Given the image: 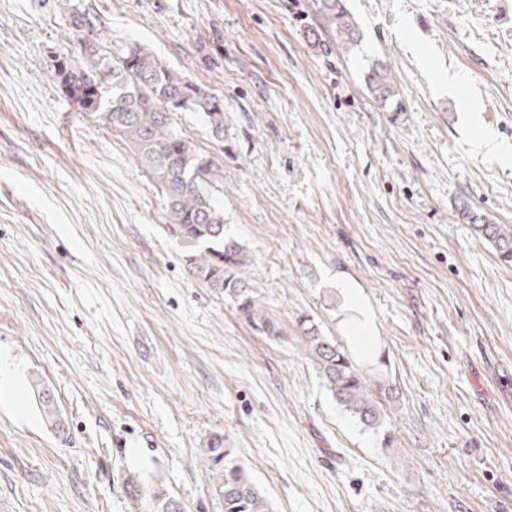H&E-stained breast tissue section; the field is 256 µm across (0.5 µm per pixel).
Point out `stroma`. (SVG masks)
Returning a JSON list of instances; mask_svg holds the SVG:
<instances>
[{
	"mask_svg": "<svg viewBox=\"0 0 512 512\" xmlns=\"http://www.w3.org/2000/svg\"><path fill=\"white\" fill-rule=\"evenodd\" d=\"M77 2L223 97V147L177 126L284 334L193 278L129 144L61 94L56 0H0V512H142L131 477L223 512L217 432L272 512H512V263L470 226L512 225V0H346L347 54L315 0ZM379 58L400 111L366 88ZM301 314L394 386L382 432L329 396ZM31 382L35 400L42 409L44 419L53 427L56 433L64 434L66 427L65 420L58 413L54 397L49 388H47L39 378H34Z\"/></svg>",
	"mask_w": 512,
	"mask_h": 512,
	"instance_id": "stroma-1",
	"label": "stroma"
}]
</instances>
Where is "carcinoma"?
Wrapping results in <instances>:
<instances>
[{"instance_id": "cac0c4a2", "label": "carcinoma", "mask_w": 512, "mask_h": 512, "mask_svg": "<svg viewBox=\"0 0 512 512\" xmlns=\"http://www.w3.org/2000/svg\"><path fill=\"white\" fill-rule=\"evenodd\" d=\"M61 2L76 41L86 43L76 59H52L53 79L62 94L133 148L165 197L169 232L179 240L182 259L194 278L224 297L256 333L283 335L280 322L254 288L255 260L224 230V210L214 197L216 187L224 182L223 168L215 156L198 152L174 121L182 112L199 116L210 139L222 146L224 99L163 64L145 45L102 37L95 15L72 0ZM315 9L336 49L351 52L360 33L343 0H316ZM366 88L385 106L396 102L398 93L386 61L378 60L369 68ZM471 228L503 261L512 262L511 224H473ZM295 332L300 351L315 366L336 403L359 424L378 429L384 421L383 402L395 398L394 387L367 375L315 318L296 317ZM31 387L46 422L55 432L65 433V420L49 388L39 378L32 379ZM202 456L224 512H269L265 497L226 447L224 435H211ZM146 512H183V508L156 488L148 495Z\"/></svg>"}]
</instances>
